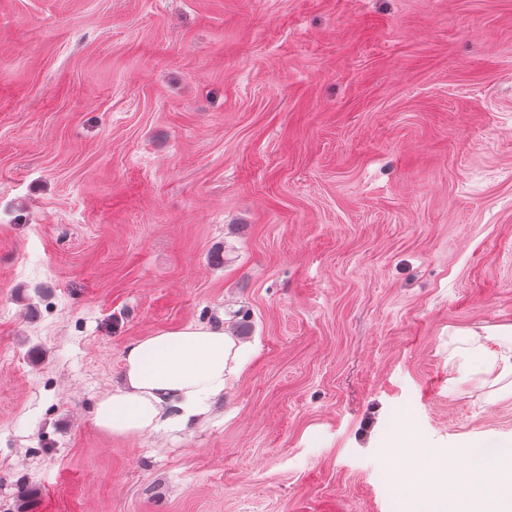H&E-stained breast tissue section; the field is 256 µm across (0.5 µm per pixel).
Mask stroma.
<instances>
[{
    "label": "stroma",
    "instance_id": "35a3bbf8",
    "mask_svg": "<svg viewBox=\"0 0 512 512\" xmlns=\"http://www.w3.org/2000/svg\"><path fill=\"white\" fill-rule=\"evenodd\" d=\"M244 317L199 425L93 426ZM509 326L512 0H0V512H392L512 437L459 341ZM249 355L224 325L159 330L126 346L122 383L96 402L92 422L112 437L187 431L224 397Z\"/></svg>",
    "mask_w": 512,
    "mask_h": 512
}]
</instances>
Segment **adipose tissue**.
Listing matches in <instances>:
<instances>
[{
  "label": "adipose tissue",
  "instance_id": "1",
  "mask_svg": "<svg viewBox=\"0 0 512 512\" xmlns=\"http://www.w3.org/2000/svg\"><path fill=\"white\" fill-rule=\"evenodd\" d=\"M249 358L246 343L223 326L188 324L128 344L121 385L100 398L92 422L101 432L135 438L191 429L220 400ZM446 477L455 512H512V439L468 446L467 462L417 455L392 477L394 512H440V492L416 476Z\"/></svg>",
  "mask_w": 512,
  "mask_h": 512
}]
</instances>
